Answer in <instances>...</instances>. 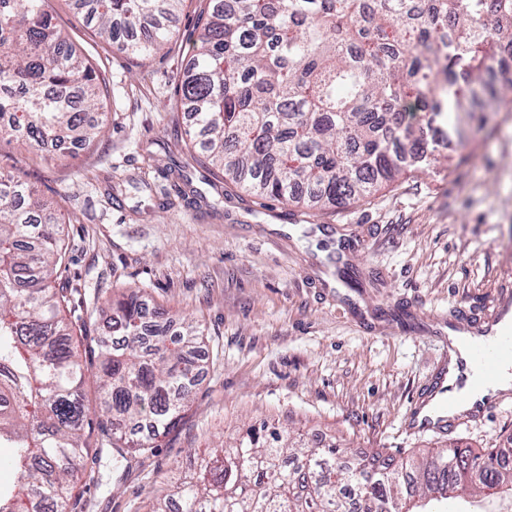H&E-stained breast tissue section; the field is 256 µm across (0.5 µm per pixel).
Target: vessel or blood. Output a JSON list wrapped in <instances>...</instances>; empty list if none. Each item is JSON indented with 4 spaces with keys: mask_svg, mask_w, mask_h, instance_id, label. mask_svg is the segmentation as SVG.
Listing matches in <instances>:
<instances>
[{
    "mask_svg": "<svg viewBox=\"0 0 512 512\" xmlns=\"http://www.w3.org/2000/svg\"><path fill=\"white\" fill-rule=\"evenodd\" d=\"M448 329L471 334L473 340L457 352L454 363L436 367L425 396L407 415L412 432H439L463 421H479L508 398L494 385L503 364H512V303L494 301L482 324L461 316Z\"/></svg>",
    "mask_w": 512,
    "mask_h": 512,
    "instance_id": "1",
    "label": "vessel or blood"
}]
</instances>
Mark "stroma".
I'll use <instances>...</instances> for the list:
<instances>
[{
    "label": "stroma",
    "mask_w": 512,
    "mask_h": 512,
    "mask_svg": "<svg viewBox=\"0 0 512 512\" xmlns=\"http://www.w3.org/2000/svg\"><path fill=\"white\" fill-rule=\"evenodd\" d=\"M202 0H186L164 51L135 59L98 37L79 0H46L106 86L108 122L71 151L0 144V170L30 185L64 229L67 277L96 323L108 298L140 289L148 310L208 328L207 370L185 419L145 454L103 448L82 512H151L197 455L259 421L309 444L337 440L344 462L420 457L448 440L512 444V402L449 434L412 435L407 407L448 350L436 321L512 298V112L464 142L433 128L438 161L365 199L326 209L260 200L206 171L186 148L176 87ZM147 180L152 197L120 185ZM199 191L203 198L188 204ZM348 241L358 285L330 256Z\"/></svg>",
    "instance_id": "35a3bbf8"
}]
</instances>
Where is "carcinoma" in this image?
<instances>
[{
  "label": "carcinoma",
  "instance_id": "carcinoma-1",
  "mask_svg": "<svg viewBox=\"0 0 512 512\" xmlns=\"http://www.w3.org/2000/svg\"><path fill=\"white\" fill-rule=\"evenodd\" d=\"M104 39L132 34L145 59L169 42L184 0H85ZM512 0H209L177 86L189 147L265 199L349 204L427 153L425 128L454 114L486 123L512 108ZM99 120L87 123L83 114ZM425 124H405L406 113ZM91 62L44 0H0V141L40 151L103 128ZM61 224L35 191L0 171V448L16 478L0 512H77L91 450L154 447L184 418L204 371V323L148 324L139 290L111 299L96 336L74 334L57 284ZM94 382L98 402L86 387ZM288 428L251 424L197 461L152 512H434L467 493L512 496V448L449 443L419 460L337 463Z\"/></svg>",
  "mask_w": 512,
  "mask_h": 512
}]
</instances>
